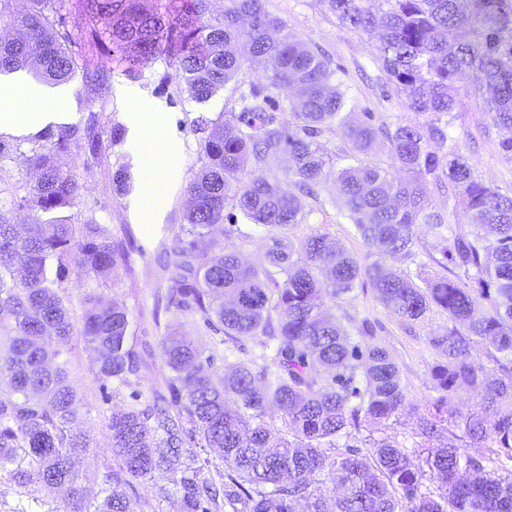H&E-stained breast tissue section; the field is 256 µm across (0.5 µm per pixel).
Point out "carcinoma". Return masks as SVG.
Here are the masks:
<instances>
[{
    "instance_id": "cac0c4a2",
    "label": "carcinoma",
    "mask_w": 512,
    "mask_h": 512,
    "mask_svg": "<svg viewBox=\"0 0 512 512\" xmlns=\"http://www.w3.org/2000/svg\"><path fill=\"white\" fill-rule=\"evenodd\" d=\"M144 0H0V74L32 69L51 85L81 80L89 103L79 124L48 127L31 148L39 178L18 207L32 212L19 234L0 211V377L18 398L0 399V476L19 493L56 494L58 512H141L128 494L133 482L162 477L180 495L182 512H512V195L480 181L449 135L446 117L464 97H478L512 157V0H320L338 24L376 34L375 59L410 110L430 120L390 128L350 119L347 98L331 86L333 71L265 0H227L220 17L210 0L146 8ZM114 53L135 78L147 64L176 65L193 99L222 90L238 111L230 119L198 120L201 167L189 185L185 220L190 239L166 261L168 304L201 314L232 340L262 335L264 364L224 365L174 333L162 338L168 395L144 409L109 418L112 469L102 482L74 469L72 454L91 447L73 427L81 401L57 361V343L73 334L58 292L69 262L87 277L109 276L123 250L93 219L72 213L76 176L59 158L76 144L98 161L105 153L94 94L112 69L91 68L84 51ZM260 66L267 84L244 88ZM483 85L472 88V71ZM285 94L294 122L275 116ZM337 129L347 147L338 159L336 207L379 260L361 265L316 231L293 245L279 230L303 222L304 198L322 181L325 149L318 138ZM382 142L406 173L391 177L362 163ZM449 148L447 165L430 144ZM290 164L276 168L279 155ZM265 178L245 179L250 164ZM448 177L468 232L433 208L432 188ZM294 191H285L283 183ZM268 230L265 264H243L231 245L208 238L227 207ZM427 227L446 276L417 284L387 264L413 256L415 225ZM209 260L194 266L197 254ZM368 283L379 302L403 321L436 307L448 330L430 338L439 359L430 368L441 396L420 418L413 451L388 434L352 445L361 418L385 425L411 406L390 354L354 340L325 306ZM81 335L98 355L99 376L125 384L138 370L125 309L86 298ZM494 350L495 369L474 357ZM329 380L319 382L309 366ZM459 392L478 409L435 419ZM280 413L282 427L263 415ZM346 442H341V439ZM366 451H361V448ZM216 448L221 483L205 475Z\"/></svg>"
}]
</instances>
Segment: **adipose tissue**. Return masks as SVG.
<instances>
[{
    "instance_id": "adipose-tissue-1",
    "label": "adipose tissue",
    "mask_w": 512,
    "mask_h": 512,
    "mask_svg": "<svg viewBox=\"0 0 512 512\" xmlns=\"http://www.w3.org/2000/svg\"><path fill=\"white\" fill-rule=\"evenodd\" d=\"M124 100L128 148L139 152L145 142L155 143L169 160L164 172L166 181L178 180L180 172L175 159L180 153V143L167 132L163 113L155 111L152 102L137 91H126ZM66 118L58 91L41 86L21 73L13 81L0 84V132L21 126L39 130L49 124L63 123Z\"/></svg>"
}]
</instances>
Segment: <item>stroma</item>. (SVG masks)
I'll list each match as a JSON object with an SVG mask.
<instances>
[{
  "label": "stroma",
  "mask_w": 512,
  "mask_h": 512,
  "mask_svg": "<svg viewBox=\"0 0 512 512\" xmlns=\"http://www.w3.org/2000/svg\"><path fill=\"white\" fill-rule=\"evenodd\" d=\"M267 10L282 18L289 31L297 35L315 53L321 54L333 70L334 83L340 84L350 98L355 119L371 113L374 124L394 126L414 120L406 99L395 85L384 78L375 59V41L340 27L321 0H266ZM89 65L111 68L112 79L96 94L97 104L104 110L100 121L104 128L124 122L122 93L134 89L151 100L170 117V132L181 143L177 165L179 181L161 187L151 208L164 214L162 223L150 219L131 220L129 203L137 193L147 172L143 163L135 160L124 144L111 147L93 169H86L85 157L79 147H72L66 162L76 173L80 190L74 207L79 219L92 218L108 228L113 242L124 241L133 233L134 241L127 247L123 261L106 278H78L69 275L62 282L63 296L73 322H80L86 308V296L101 304L118 303L128 313L130 342L138 358V370L130 375L127 384L103 381L98 374L97 357L86 348L81 336H69L61 350L67 362L69 380L83 404L79 426L96 440L77 461L79 469L90 474L104 475L112 465L109 449L108 419L112 412L131 407L152 405L158 391L164 388L169 371L161 358V340L166 333L177 331L213 355L214 368L223 371L225 362L239 359L255 360L263 349L257 339L231 340L207 327L199 314L177 309L156 310L155 302L165 282L164 260L167 251L178 241L188 239L189 226L185 211L189 206L187 187L200 166L199 142L194 131L199 117L217 118L220 113L232 112L233 101L227 92H219L208 101L198 102L190 97L180 71L167 68L163 62L147 66L140 78L125 75V64L119 57H106L87 52ZM168 76L166 89H159L160 76ZM488 118L474 99H464L462 107L451 117V132L475 175L502 193L512 194V158L498 146L496 133L486 130ZM30 145L21 143L0 161V203L26 195L34 185L37 174L29 165ZM336 164L326 168L327 176L315 197L306 201L308 211L304 223L291 227L287 235L292 241L304 239L320 231L367 264L377 257L367 247L333 204ZM122 174L123 189H116L115 174ZM213 239L230 244L242 260L261 265L269 245L262 229L244 218L225 219L211 229ZM415 255L409 259L393 260L399 270L432 276L440 273V255L432 247L433 239L425 226L415 228ZM335 316L351 335H364L367 343L386 349L399 368L405 390L418 407H425L439 396L430 377V367L437 354L430 344L431 336L448 328L447 314L437 308L428 311L417 321L404 322L391 314L377 300L371 286L356 288L346 299L332 307Z\"/></svg>",
  "instance_id": "1"
}]
</instances>
